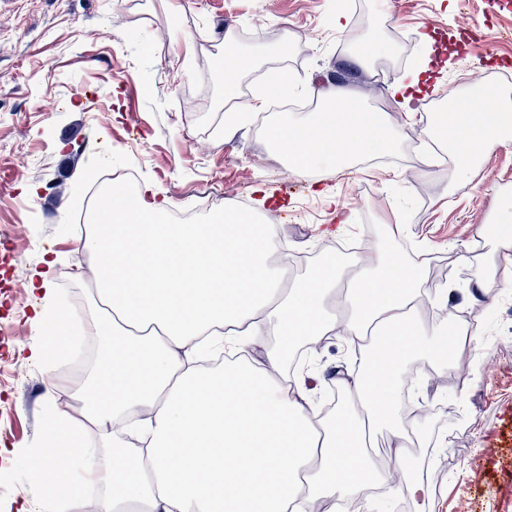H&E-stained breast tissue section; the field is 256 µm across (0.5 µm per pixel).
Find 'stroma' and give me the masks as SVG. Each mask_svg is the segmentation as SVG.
Masks as SVG:
<instances>
[{
    "instance_id": "35a3bbf8",
    "label": "stroma",
    "mask_w": 512,
    "mask_h": 512,
    "mask_svg": "<svg viewBox=\"0 0 512 512\" xmlns=\"http://www.w3.org/2000/svg\"><path fill=\"white\" fill-rule=\"evenodd\" d=\"M339 14L343 32L333 24ZM423 33L434 65L410 121L388 89L416 64ZM355 34L388 47L371 70L348 66ZM229 41L254 62L230 98L203 67ZM282 62L295 85L288 119L323 105L345 67V86L400 133L390 162L328 173L337 206L352 216L345 228L249 115L261 76ZM488 81L512 87V0H350L342 13L336 0H0V159L11 164L0 169V512H17L24 499L41 512L47 493L30 451L46 433L49 397L76 390L34 354L31 271L56 257L55 297L76 307L75 327L102 315L96 258L79 239L93 225L91 179L125 168L201 220L230 203L276 220L288 254L272 261L291 284L341 242L369 259L386 222L403 213L390 242L424 265L420 319L463 316L470 335L451 368L430 357L406 365L419 393L399 407L412 421L397 479H420L427 496L371 494L368 512L385 499L391 512H512V287L473 286L476 271L512 263V244L492 233L512 194V144L478 163L464 186L449 167L416 174L431 109ZM350 350L333 336L322 341L314 371L299 376L308 395L349 383Z\"/></svg>"
}]
</instances>
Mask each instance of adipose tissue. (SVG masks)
I'll return each mask as SVG.
<instances>
[{
    "mask_svg": "<svg viewBox=\"0 0 512 512\" xmlns=\"http://www.w3.org/2000/svg\"><path fill=\"white\" fill-rule=\"evenodd\" d=\"M331 108L309 121L273 120L268 142L288 171L320 186L319 174L345 170L390 153L399 138L386 118L364 111L358 94L330 88ZM512 125V90L486 88L454 101L431 137L447 152L428 150L421 174L453 164L467 182L476 162L492 154ZM171 201L151 185L116 187L82 245L96 255L98 295L108 308L89 324L112 338L93 380L94 405L82 421L57 404L47 408V433L31 467L48 493L50 512H72L86 486L100 487L99 512H314L323 501L386 492L425 494L418 481L398 486L408 431L397 412L402 367L427 352L465 341L467 327L447 320L423 325L418 264L377 247L356 263L337 290L329 260L289 292H280L269 257L282 242L273 224L234 206L201 224H175ZM39 356L46 367L68 349L72 316L38 305ZM380 329L353 375L347 410L335 425L314 415L310 398L281 369L296 342L318 346L326 336L350 339ZM277 329L282 349L264 360L239 359L200 368L203 348L244 351ZM387 432L390 464L369 452ZM68 467L57 464L58 455Z\"/></svg>",
    "mask_w": 512,
    "mask_h": 512,
    "instance_id": "1",
    "label": "adipose tissue"
}]
</instances>
